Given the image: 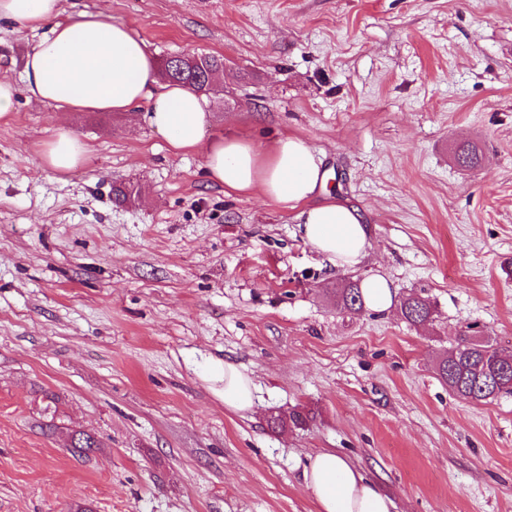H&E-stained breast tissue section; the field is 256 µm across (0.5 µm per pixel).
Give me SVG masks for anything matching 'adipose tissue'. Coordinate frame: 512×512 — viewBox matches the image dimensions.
Segmentation results:
<instances>
[{"mask_svg":"<svg viewBox=\"0 0 512 512\" xmlns=\"http://www.w3.org/2000/svg\"><path fill=\"white\" fill-rule=\"evenodd\" d=\"M0 18L43 29L27 55L24 87L0 82V118L14 108L19 91L61 112L144 109L147 125L162 134L170 151L201 152L209 179L225 193L260 191L272 202L298 209L305 242L332 266H355L368 255L369 229L357 209L329 200L322 161L304 140L283 136L267 151L243 137L205 139L211 120L206 100L193 90L162 80L146 44L126 25L102 13L63 15L61 0H0ZM88 145L59 128L44 149L46 162L68 172L83 162ZM256 386L233 365L224 367V406L251 412ZM303 481L319 512H392L391 498L336 453L310 455Z\"/></svg>","mask_w":512,"mask_h":512,"instance_id":"adipose-tissue-1","label":"adipose tissue"}]
</instances>
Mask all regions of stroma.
<instances>
[{"label":"stroma","instance_id":"stroma-1","mask_svg":"<svg viewBox=\"0 0 512 512\" xmlns=\"http://www.w3.org/2000/svg\"><path fill=\"white\" fill-rule=\"evenodd\" d=\"M155 60L223 56L208 139L304 138L326 198L364 212L336 268L295 210L225 194L142 112L62 114L19 93L0 119V512H318L302 471L333 451L395 512H512V395L458 400L439 358L463 331L512 349V0H62ZM41 37L0 18V82ZM91 151H43L61 124ZM471 141L480 167L452 147ZM134 183L136 205L113 187ZM376 275L436 307L350 314ZM256 387L224 406L225 364ZM298 409L305 424L272 428ZM98 446L77 458L70 430ZM89 146L70 128L60 127L44 149V159L57 172L66 173L83 162ZM481 151L473 142H462L455 145L453 159L461 167L475 168L481 163ZM336 308L349 312H360L364 308L360 287L357 282L348 281L337 284L330 292ZM402 317L409 323L420 324L429 322L433 318L434 309L428 299L409 295L399 305Z\"/></svg>","mask_w":512,"mask_h":512}]
</instances>
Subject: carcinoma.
I'll return each instance as SVG.
<instances>
[{
    "instance_id": "cac0c4a2",
    "label": "carcinoma",
    "mask_w": 512,
    "mask_h": 512,
    "mask_svg": "<svg viewBox=\"0 0 512 512\" xmlns=\"http://www.w3.org/2000/svg\"><path fill=\"white\" fill-rule=\"evenodd\" d=\"M173 65L166 58L161 67L164 78L185 84L201 95L211 96L223 91L219 79L224 75V58L216 55L184 56ZM453 159L461 167L475 168L481 163V151L473 142L455 145ZM114 202L132 204L141 199L134 185L112 189ZM336 307L349 312H360L364 303L358 283L348 281L331 289ZM402 317L409 323L420 324L433 318L434 309L425 298L409 295L399 305ZM439 378L448 390L460 399L481 403L500 395L512 394V350L503 349L489 339L474 341L463 335L457 345L448 350L437 365ZM70 452L78 457L89 455L97 447L94 436L81 430L69 434Z\"/></svg>"
}]
</instances>
